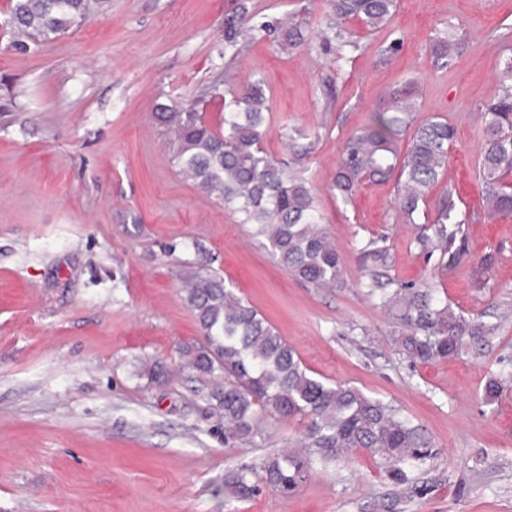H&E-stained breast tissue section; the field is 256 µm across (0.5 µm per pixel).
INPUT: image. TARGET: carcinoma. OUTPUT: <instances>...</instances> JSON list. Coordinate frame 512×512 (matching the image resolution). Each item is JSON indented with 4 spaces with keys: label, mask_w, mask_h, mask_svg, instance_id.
Instances as JSON below:
<instances>
[{
    "label": "carcinoma",
    "mask_w": 512,
    "mask_h": 512,
    "mask_svg": "<svg viewBox=\"0 0 512 512\" xmlns=\"http://www.w3.org/2000/svg\"><path fill=\"white\" fill-rule=\"evenodd\" d=\"M107 0H11V21L32 41H48L90 18L92 8ZM338 27L337 45L358 47L345 36L339 23L358 18L370 30L381 29L397 7V0H330ZM281 21L255 22L242 18L227 24L224 52L238 55L248 38L282 29ZM304 22L288 15L284 49L307 44ZM457 44L438 37L432 53L435 64L450 65ZM502 94L486 112V148L480 176L485 186L487 216L512 214V57L501 69ZM419 87L405 82L392 89L372 123L345 140L336 169V191L349 199L367 180H395L397 208L404 220L415 223L414 214L426 204L429 190L448 161V142L454 129L438 117L413 126L419 111ZM266 95L261 82L224 90V131L205 123L195 103L181 104L158 117L175 132L174 159L200 190L216 195L242 214L244 224L254 226L277 263L297 280L315 287L339 286L342 262L333 242L321 228L323 216L309 183L292 163L280 162L262 147L266 124ZM410 136L401 153L399 142ZM457 223L452 194L435 205L433 234H421L420 251L432 257L440 252L438 265L452 268L460 251H451ZM185 299L193 312L202 341L180 351L181 368L216 380L211 391L224 443L246 444L258 434V413L306 421L302 438L291 448L270 452L257 467H242L227 477L232 495L245 500L260 485L286 498L295 494L319 463L339 459L353 448L376 455L388 477L413 485L411 469L434 455L426 430L398 416L381 400L345 384H330L307 373L293 348L253 306L238 297L211 272L187 268ZM369 295L378 301L392 325L391 341L413 364H432L479 354L491 345L498 327L479 322L440 300L436 289L417 287L392 277L380 280L372 274ZM512 375L491 376L483 389L484 400L494 403Z\"/></svg>",
    "instance_id": "1"
}]
</instances>
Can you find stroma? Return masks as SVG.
Listing matches in <instances>:
<instances>
[{
	"label": "stroma",
	"mask_w": 512,
	"mask_h": 512,
	"mask_svg": "<svg viewBox=\"0 0 512 512\" xmlns=\"http://www.w3.org/2000/svg\"><path fill=\"white\" fill-rule=\"evenodd\" d=\"M295 13L312 33L282 51L271 36L224 53L228 19ZM328 0H108L53 40L13 45L0 0V512H512V389L486 404L488 377L512 372V215L484 216L479 160L485 111L512 57V0H398L383 29L343 27L357 48L326 41ZM459 44L447 68L431 48ZM400 39L394 56L382 49ZM260 79L269 118L262 146L289 160L307 135V178L344 266L340 286L301 283L251 225L186 179L161 107L197 101L224 125L211 86ZM416 81L417 122L455 129L429 198L452 193L463 252L450 270L416 239L434 209L404 223L396 185L366 182L342 200L333 178L344 140L386 93ZM383 238L384 261L363 247ZM215 271L294 349L314 378L344 383L422 425L436 454L417 473L423 497L396 487L369 453L317 466L299 492L240 501L224 477L286 447L298 420L258 415L255 443L224 444L212 379H152L199 341L181 291L185 265ZM429 282L466 315L498 324L492 345L412 365L369 297V273Z\"/></svg>",
	"instance_id": "obj_1"
}]
</instances>
